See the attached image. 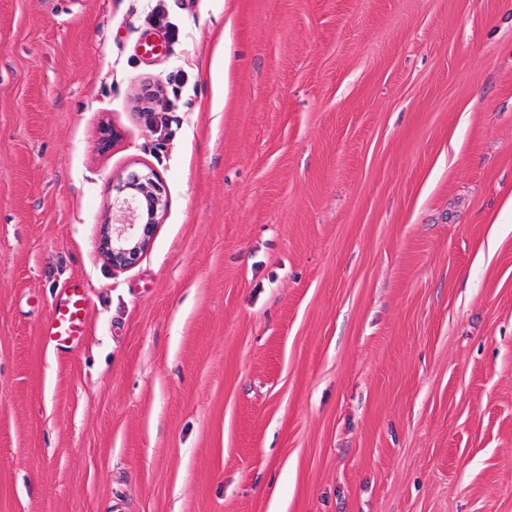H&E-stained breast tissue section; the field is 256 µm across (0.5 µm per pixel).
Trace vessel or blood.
<instances>
[{
  "instance_id": "b4317fda",
  "label": "vessel or blood",
  "mask_w": 512,
  "mask_h": 512,
  "mask_svg": "<svg viewBox=\"0 0 512 512\" xmlns=\"http://www.w3.org/2000/svg\"><path fill=\"white\" fill-rule=\"evenodd\" d=\"M88 289L84 279L72 278L58 288L50 314L41 329L45 343L55 353L76 351L89 334Z\"/></svg>"
}]
</instances>
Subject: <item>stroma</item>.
<instances>
[{"mask_svg": "<svg viewBox=\"0 0 512 512\" xmlns=\"http://www.w3.org/2000/svg\"><path fill=\"white\" fill-rule=\"evenodd\" d=\"M511 197L512 0H0V512H512ZM115 190L112 219L104 225L102 249L112 267L126 268L135 264L148 246L166 201L152 171L131 172L118 180ZM88 289L82 278H71L58 288L50 314L41 329L45 343L57 354L73 353L89 334Z\"/></svg>", "mask_w": 512, "mask_h": 512, "instance_id": "obj_1", "label": "stroma"}]
</instances>
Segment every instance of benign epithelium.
<instances>
[{"mask_svg": "<svg viewBox=\"0 0 512 512\" xmlns=\"http://www.w3.org/2000/svg\"><path fill=\"white\" fill-rule=\"evenodd\" d=\"M115 190L112 219L104 225L102 249L113 267L126 268L135 264L148 246L166 201L151 171L128 174L118 180Z\"/></svg>", "mask_w": 512, "mask_h": 512, "instance_id": "benign-epithelium-1", "label": "benign epithelium"}]
</instances>
